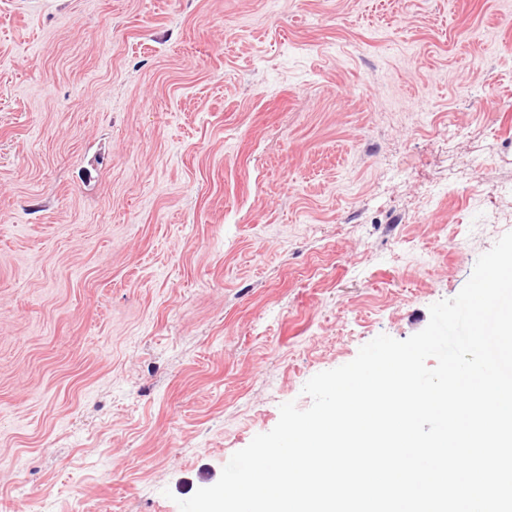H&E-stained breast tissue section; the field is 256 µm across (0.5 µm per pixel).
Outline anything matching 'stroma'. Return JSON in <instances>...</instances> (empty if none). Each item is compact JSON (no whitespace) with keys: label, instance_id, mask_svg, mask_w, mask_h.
I'll return each instance as SVG.
<instances>
[{"label":"stroma","instance_id":"stroma-1","mask_svg":"<svg viewBox=\"0 0 512 512\" xmlns=\"http://www.w3.org/2000/svg\"><path fill=\"white\" fill-rule=\"evenodd\" d=\"M511 184L512 0H0V512H179Z\"/></svg>","mask_w":512,"mask_h":512}]
</instances>
